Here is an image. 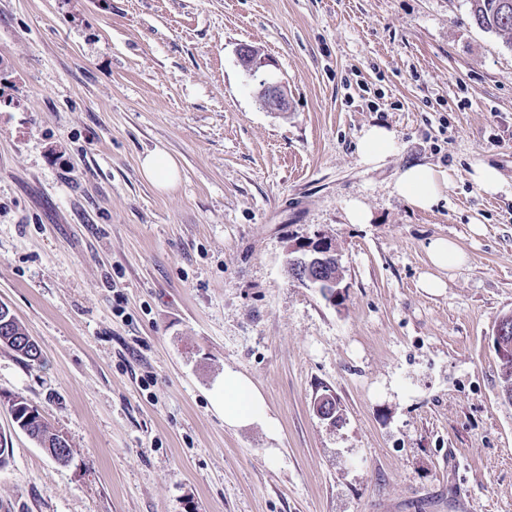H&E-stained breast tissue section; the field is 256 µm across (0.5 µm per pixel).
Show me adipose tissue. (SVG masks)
I'll list each match as a JSON object with an SVG mask.
<instances>
[{
  "label": "adipose tissue",
  "instance_id": "ef3b65f1",
  "mask_svg": "<svg viewBox=\"0 0 512 512\" xmlns=\"http://www.w3.org/2000/svg\"><path fill=\"white\" fill-rule=\"evenodd\" d=\"M449 187L445 172L431 164L413 163L397 177L398 194L414 209L433 210L444 199ZM428 268L421 274L419 288L430 294L445 290L444 276L448 270L466 260L465 253L451 239L432 238L427 246ZM213 407L223 413L224 424L231 429L261 426L270 440H278V419L271 413L261 391L253 381L239 371L225 369L224 380L214 386L211 395Z\"/></svg>",
  "mask_w": 512,
  "mask_h": 512
}]
</instances>
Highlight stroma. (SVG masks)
<instances>
[{"label": "stroma", "instance_id": "1", "mask_svg": "<svg viewBox=\"0 0 512 512\" xmlns=\"http://www.w3.org/2000/svg\"><path fill=\"white\" fill-rule=\"evenodd\" d=\"M465 0H0V302L40 346L0 345V512H512V48ZM286 81L266 111L238 63ZM396 153L366 165L364 127ZM159 148L168 191L142 176ZM452 174L431 212L394 190ZM504 189L484 192L478 166ZM371 214L351 224L344 206ZM481 225L474 233L473 225ZM325 235L336 304L293 279ZM435 237L467 255L418 288ZM278 418L225 427V368ZM340 419L318 418L316 396ZM22 396L68 441L12 421ZM276 453H269V446ZM238 62L242 69L253 79H257L260 69L266 65L260 50L250 45H242L237 51ZM143 177L155 187L167 190L179 180L180 170L175 159L162 150L145 154L140 162ZM473 178L476 183L489 194H497L502 190L503 181L500 174L495 168L489 165L477 167ZM33 410L35 411V416L28 417V419L22 423L20 430L25 432L41 448H43L41 444H46L49 442L50 446L57 453V455L63 458L65 462H68L70 458V448L66 439L59 433L53 432L48 428L37 408L34 407ZM58 436H60V438L65 441V445L60 448H55L56 444L59 443Z\"/></svg>", "mask_w": 512, "mask_h": 512}]
</instances>
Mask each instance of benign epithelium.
I'll return each mask as SVG.
<instances>
[{
    "mask_svg": "<svg viewBox=\"0 0 512 512\" xmlns=\"http://www.w3.org/2000/svg\"><path fill=\"white\" fill-rule=\"evenodd\" d=\"M238 62L248 76L257 79L260 69L266 65L260 50L250 45H243L237 51ZM257 99L268 112H286L289 108L288 85L282 80L258 79ZM287 264L290 267H314L323 272L330 265L336 266V278L325 280L319 277L304 276L300 282L317 290L330 303H336L341 294L343 280L339 256L332 243L325 237L314 241H301L289 247ZM313 412L321 419L334 421L338 418L335 400L330 394L324 393L313 399Z\"/></svg>",
    "mask_w": 512,
    "mask_h": 512,
    "instance_id": "1",
    "label": "benign epithelium"
}]
</instances>
